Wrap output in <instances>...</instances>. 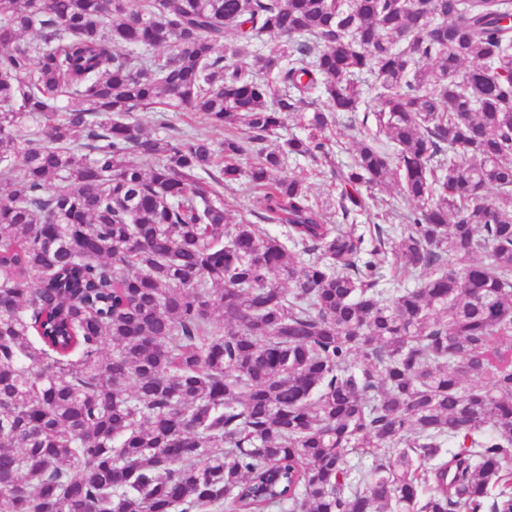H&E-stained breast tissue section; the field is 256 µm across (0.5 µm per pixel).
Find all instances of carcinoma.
Wrapping results in <instances>:
<instances>
[{
    "label": "carcinoma",
    "mask_w": 512,
    "mask_h": 512,
    "mask_svg": "<svg viewBox=\"0 0 512 512\" xmlns=\"http://www.w3.org/2000/svg\"><path fill=\"white\" fill-rule=\"evenodd\" d=\"M0 183V512H512V0H0ZM169 116H173L174 122L184 128L188 133L195 137L208 138L215 142H222L224 140V129L214 127L210 123L200 118L187 117L181 113H169ZM356 115L358 116V120L355 123H350L346 119H341L336 128L337 138L342 142L344 149V153L342 155L344 160H349L350 156L353 154L355 141L359 138V130H363V127L360 124L362 112H357ZM352 125H354V127ZM288 169L294 170L297 173L300 169H304L308 174V182L311 186V195L315 201H328L327 205H329V201L335 200L337 195L336 186L332 183V179L329 175L322 173L321 169L319 170V168L312 166L310 162H306L304 159H289ZM224 208L234 221L239 220L241 217H246L253 222L255 221L249 215L250 201L248 192L244 187H238L237 191L224 192ZM399 204H401V198L397 186H392L390 189L377 194L374 213L379 215L378 222L381 224H400L401 220L399 218L394 219V215L391 213V207H398ZM385 214L386 218L383 221L382 216H385Z\"/></svg>",
    "instance_id": "1"
}]
</instances>
